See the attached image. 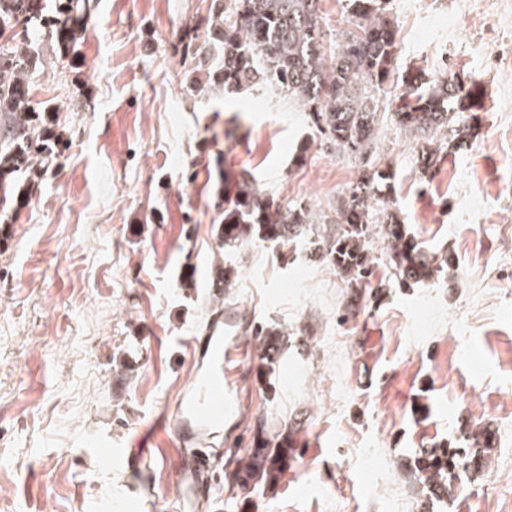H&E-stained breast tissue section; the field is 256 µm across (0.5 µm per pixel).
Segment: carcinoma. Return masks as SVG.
Here are the masks:
<instances>
[{"label": "carcinoma", "instance_id": "cac0c4a2", "mask_svg": "<svg viewBox=\"0 0 512 512\" xmlns=\"http://www.w3.org/2000/svg\"><path fill=\"white\" fill-rule=\"evenodd\" d=\"M347 27L334 39L323 27L321 0H214L213 20L203 43L187 42L190 58L184 73L191 92L217 89L235 94L245 86L269 87L293 100L306 113L320 143L363 163L365 171L336 204L337 218L313 206H275L248 177L223 178L224 210L214 225L221 249L253 240L288 245L312 230L322 243L320 255L358 287L375 262L371 243H383L381 255L398 285L431 282L452 257L432 259L394 211L395 174L373 160L380 96L400 85L398 102L389 104L394 122L422 135L418 164L429 180L438 151L431 143L461 150L477 126L459 124V112L483 109L485 88L465 83L444 70L430 77L415 68L396 76L399 30L388 16V0H345ZM96 0H0V183L24 175L45 176L62 154L58 114L34 101L30 74L56 58L44 56L32 31L44 30L60 54L74 50L91 19ZM235 271L218 264L213 286L227 288ZM469 450L432 448L417 460L416 472L431 489L455 486L460 474L474 472V460L487 449L486 431L472 432ZM291 447L284 433L260 430L251 448L236 459L237 485L273 484L288 469Z\"/></svg>", "mask_w": 512, "mask_h": 512}]
</instances>
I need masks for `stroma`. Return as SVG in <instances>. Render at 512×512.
<instances>
[{
    "mask_svg": "<svg viewBox=\"0 0 512 512\" xmlns=\"http://www.w3.org/2000/svg\"><path fill=\"white\" fill-rule=\"evenodd\" d=\"M210 4L98 0L73 54L31 76L69 144L0 226V512H105L120 498L169 512L174 438L137 466L97 458L135 447L208 369L186 339L213 320L219 255L237 272L224 291L231 410L199 512H512V35L497 20L512 0L390 4L399 69L448 68L487 99L477 136L440 154L428 182L419 139L379 119L405 224L453 258L451 274L408 288L382 261L348 287L311 261V236L217 250L222 176L249 172L274 203L332 215L359 167L313 144L284 94L184 90L183 40L205 34ZM273 323L282 335H261ZM291 424L281 480L229 487L224 458L244 455L258 427ZM477 428L490 438L481 469L430 496L415 458Z\"/></svg>",
    "mask_w": 512,
    "mask_h": 512,
    "instance_id": "35a3bbf8",
    "label": "stroma"
}]
</instances>
